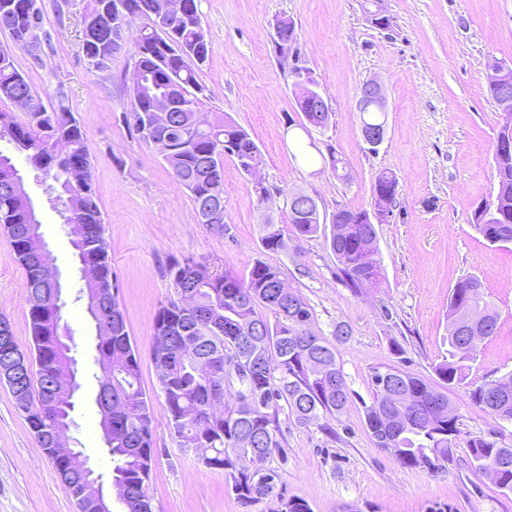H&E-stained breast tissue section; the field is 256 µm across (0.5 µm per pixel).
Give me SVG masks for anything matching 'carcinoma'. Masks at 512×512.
I'll list each match as a JSON object with an SVG mask.
<instances>
[{"label":"carcinoma","instance_id":"1","mask_svg":"<svg viewBox=\"0 0 512 512\" xmlns=\"http://www.w3.org/2000/svg\"><path fill=\"white\" fill-rule=\"evenodd\" d=\"M129 1L141 10L154 2L89 0L86 6L83 56L99 70L109 68L112 62L110 31L114 26L131 27L138 21L148 26L149 17L144 13L125 16L119 12L118 5ZM184 2L186 13L173 27L158 28L135 42L134 62L141 70L142 82L131 88L123 120L149 145L154 138L149 130L153 108L162 104L169 109L164 131L168 149L162 158L173 180L189 191L199 223L213 218L225 230L229 225L224 222V156L234 157L243 171L260 166L262 155L250 135L231 119L222 117L204 126L199 124L197 114L207 97L199 71L210 50L197 0ZM6 4L12 5V21L6 30L15 43L23 45L30 24L29 0H0V14ZM295 87L296 103L305 110L301 127H327L332 113L306 111L309 90L299 80ZM21 97L35 98L37 93L17 68L13 54H0V99L13 102ZM2 139L25 154L34 169L42 173L58 213L77 215L78 224L69 227V233L82 231L89 238L88 248L81 250L80 257L95 270L96 280L85 282L82 293L116 288L83 123L72 112L45 107L40 112L24 113L20 120L11 112H0ZM507 144L504 131H499L494 150L498 192L491 205L503 220L489 222L479 208L471 217L476 230L494 245L512 244V165L499 161V152ZM15 169L13 157L0 150V227L26 272L34 351L28 353L21 348L9 320L3 316L0 350L13 349L27 359L25 379L11 394L26 414L37 443L46 449L54 426L74 410V402L53 389L56 379L71 369V358L56 335L62 308L53 300L51 285L32 272L38 257L27 244V232L40 220L29 197L15 187ZM396 186L395 175L387 171L377 175L372 185L374 204L393 212ZM289 219L299 236L310 237L319 231L320 215L316 210L295 203ZM327 241L350 288L359 291L379 280L377 233L375 225L369 223V211H336ZM261 242L265 250L278 251L283 247L281 229L267 221ZM167 274L178 300L159 310L153 336L169 337L168 351L174 355L171 377L161 383L169 427L184 448L195 441H207L216 468L224 470L236 499L243 506L254 504L262 500L261 483L239 469L238 461L263 448L261 462L265 464L280 448L279 401L288 404L292 418L304 427L317 424L325 413L341 412L347 405L349 392L338 346L348 341L349 327L336 323L333 343L311 332L309 305L291 287L288 295H281L283 273L267 261H255L245 278L213 274L206 265L187 258L172 260ZM258 306L271 309L275 320L258 316ZM103 309L107 315L104 337L97 343L96 362L100 364L110 356L113 369L112 374L102 375L100 387L112 386L120 392L122 413L101 417L102 440L112 459V476L127 488L123 512H153L146 484L154 459L152 415L140 385L139 358L115 293L104 299ZM465 317L482 324L486 337L497 330L499 313L475 276L459 280L451 290L448 356L435 365V373L448 387L467 389L472 404L484 412L512 421V373L492 383L476 385L470 380L476 349L461 343ZM260 326L265 332L254 337L247 360L259 363L262 369L239 385V390L249 391L257 402L205 414L201 404L209 376L202 364L214 355L225 360L236 337L249 336ZM384 375L392 380L394 388L381 384ZM372 385L375 395L366 407L365 419L378 447L391 449L405 467L432 473L453 462L460 434L459 415L447 393L395 366L375 370ZM468 450L472 468H492L495 486L503 493H512V446L495 439L473 438Z\"/></svg>","mask_w":512,"mask_h":512}]
</instances>
